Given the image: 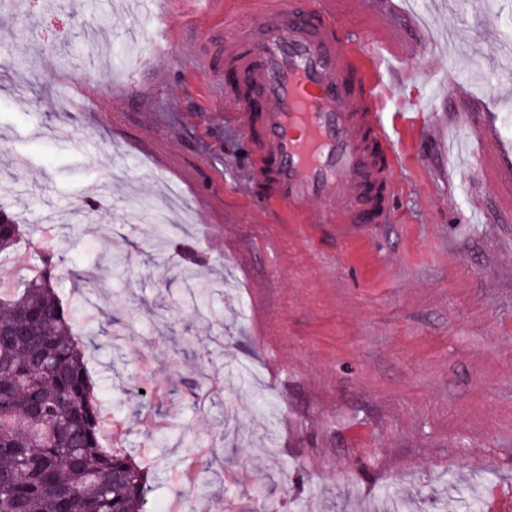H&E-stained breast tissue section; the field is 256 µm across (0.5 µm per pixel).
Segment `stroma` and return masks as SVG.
I'll return each mask as SVG.
<instances>
[{"instance_id":"35a3bbf8","label":"stroma","mask_w":512,"mask_h":512,"mask_svg":"<svg viewBox=\"0 0 512 512\" xmlns=\"http://www.w3.org/2000/svg\"><path fill=\"white\" fill-rule=\"evenodd\" d=\"M338 2L443 126L390 105L399 205L350 240L255 201L204 57L227 0H152L170 58L133 0H0V204L23 234L0 270L52 227L148 512H455L458 483L512 512V0H393L410 56L377 6Z\"/></svg>"}]
</instances>
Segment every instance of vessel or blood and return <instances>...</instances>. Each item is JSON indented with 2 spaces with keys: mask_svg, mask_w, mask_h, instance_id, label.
Returning a JSON list of instances; mask_svg holds the SVG:
<instances>
[{
  "mask_svg": "<svg viewBox=\"0 0 512 512\" xmlns=\"http://www.w3.org/2000/svg\"><path fill=\"white\" fill-rule=\"evenodd\" d=\"M220 27L243 85L232 115L263 202L347 238L387 223L401 162L386 109L417 101L378 81L372 44L346 36L336 0H251L244 13L225 7Z\"/></svg>",
  "mask_w": 512,
  "mask_h": 512,
  "instance_id": "b4317fda",
  "label": "vessel or blood"
}]
</instances>
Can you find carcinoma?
<instances>
[{
	"label": "carcinoma",
	"instance_id": "carcinoma-1",
	"mask_svg": "<svg viewBox=\"0 0 512 512\" xmlns=\"http://www.w3.org/2000/svg\"><path fill=\"white\" fill-rule=\"evenodd\" d=\"M19 238L0 209V254ZM56 258L33 248L36 273L0 288V512H145L147 474L106 443L107 404L73 333L95 315L61 300Z\"/></svg>",
	"mask_w": 512,
	"mask_h": 512
}]
</instances>
